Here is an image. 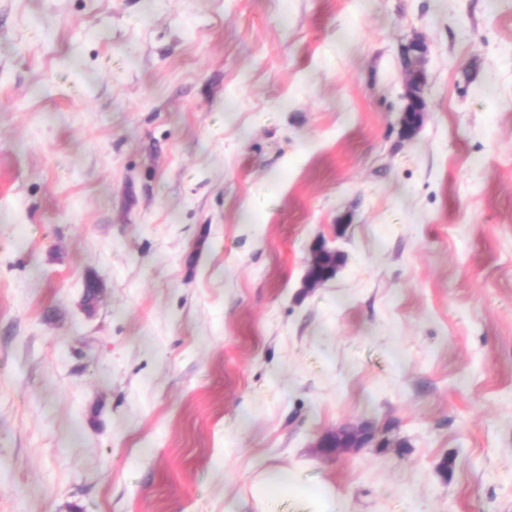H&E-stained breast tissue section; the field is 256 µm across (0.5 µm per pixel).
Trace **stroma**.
I'll return each instance as SVG.
<instances>
[{
  "label": "stroma",
  "instance_id": "35a3bbf8",
  "mask_svg": "<svg viewBox=\"0 0 512 512\" xmlns=\"http://www.w3.org/2000/svg\"><path fill=\"white\" fill-rule=\"evenodd\" d=\"M281 468L512 512V0H0V512H255ZM427 48L421 42L409 43L404 51V82L406 87V106L404 109V128L408 136L419 125L423 112L427 110L424 89L427 77L424 69L423 55ZM339 262V253L327 247L324 242L313 246L304 276L305 287L316 288L332 279L336 275ZM373 432L365 425L347 426L323 434L315 443V448H321L323 452H334L350 448H364L374 440Z\"/></svg>",
  "mask_w": 512,
  "mask_h": 512
}]
</instances>
